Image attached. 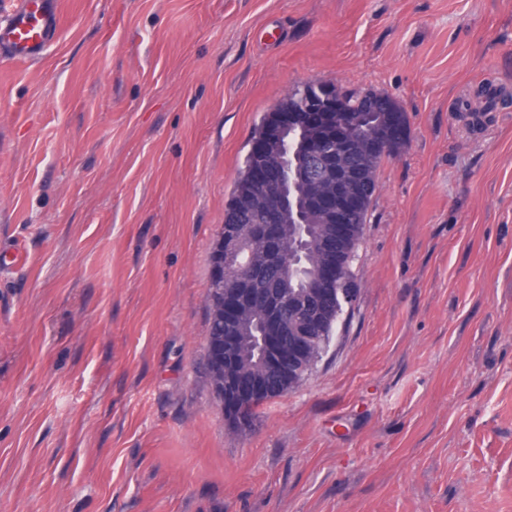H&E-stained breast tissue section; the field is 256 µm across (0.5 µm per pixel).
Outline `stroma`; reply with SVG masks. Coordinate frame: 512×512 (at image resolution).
Returning <instances> with one entry per match:
<instances>
[{"label":"stroma","instance_id":"stroma-1","mask_svg":"<svg viewBox=\"0 0 512 512\" xmlns=\"http://www.w3.org/2000/svg\"><path fill=\"white\" fill-rule=\"evenodd\" d=\"M0 55V512H512V0H60ZM300 82L406 115L355 306L294 389L225 420L211 253ZM59 0H15L0 21V54L29 63L55 42L59 31Z\"/></svg>","mask_w":512,"mask_h":512}]
</instances>
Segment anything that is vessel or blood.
<instances>
[{
    "label": "vessel or blood",
    "mask_w": 512,
    "mask_h": 512,
    "mask_svg": "<svg viewBox=\"0 0 512 512\" xmlns=\"http://www.w3.org/2000/svg\"><path fill=\"white\" fill-rule=\"evenodd\" d=\"M59 0H14L0 20V54L29 63L55 42L59 31Z\"/></svg>",
    "instance_id": "b4317fda"
}]
</instances>
